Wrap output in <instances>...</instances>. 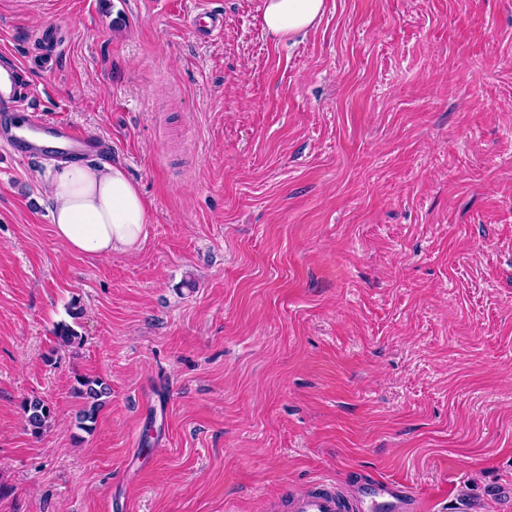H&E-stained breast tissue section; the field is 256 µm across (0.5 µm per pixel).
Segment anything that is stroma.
I'll return each mask as SVG.
<instances>
[{
	"label": "stroma",
	"instance_id": "obj_1",
	"mask_svg": "<svg viewBox=\"0 0 512 512\" xmlns=\"http://www.w3.org/2000/svg\"><path fill=\"white\" fill-rule=\"evenodd\" d=\"M260 4L0 0L32 98L148 203L137 252L71 253L46 160L0 150V512L377 480L512 512V0H326L281 42ZM82 378L111 389L90 432ZM190 25L199 34L212 37L223 30L224 15L214 9L199 7L190 18Z\"/></svg>",
	"mask_w": 512,
	"mask_h": 512
}]
</instances>
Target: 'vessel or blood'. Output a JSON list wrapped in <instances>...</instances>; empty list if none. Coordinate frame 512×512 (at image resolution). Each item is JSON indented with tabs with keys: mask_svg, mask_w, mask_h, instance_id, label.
Wrapping results in <instances>:
<instances>
[{
	"mask_svg": "<svg viewBox=\"0 0 512 512\" xmlns=\"http://www.w3.org/2000/svg\"><path fill=\"white\" fill-rule=\"evenodd\" d=\"M191 27L206 36H215L224 28L223 13L198 8L190 19ZM26 71L18 62H0V121L7 129V148L16 156L31 159L47 152V139L67 144L84 155L99 154L107 150V143L87 138L75 126L49 120L40 112L31 97L23 90ZM363 512H418L406 488L391 482L374 485L363 495ZM293 512H342L343 504L333 488L294 498Z\"/></svg>",
	"mask_w": 512,
	"mask_h": 512,
	"instance_id": "b4317fda",
	"label": "vessel or blood"
}]
</instances>
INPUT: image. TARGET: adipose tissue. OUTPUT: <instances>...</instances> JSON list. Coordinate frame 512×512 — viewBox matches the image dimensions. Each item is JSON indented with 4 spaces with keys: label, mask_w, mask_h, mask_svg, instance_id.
I'll list each match as a JSON object with an SVG mask.
<instances>
[{
    "label": "adipose tissue",
    "mask_w": 512,
    "mask_h": 512,
    "mask_svg": "<svg viewBox=\"0 0 512 512\" xmlns=\"http://www.w3.org/2000/svg\"><path fill=\"white\" fill-rule=\"evenodd\" d=\"M326 0H262L261 22L275 40L315 27ZM53 231L71 252L103 258L133 253L145 239L147 203L123 167L109 161H73L41 174Z\"/></svg>",
    "instance_id": "adipose-tissue-1"
}]
</instances>
